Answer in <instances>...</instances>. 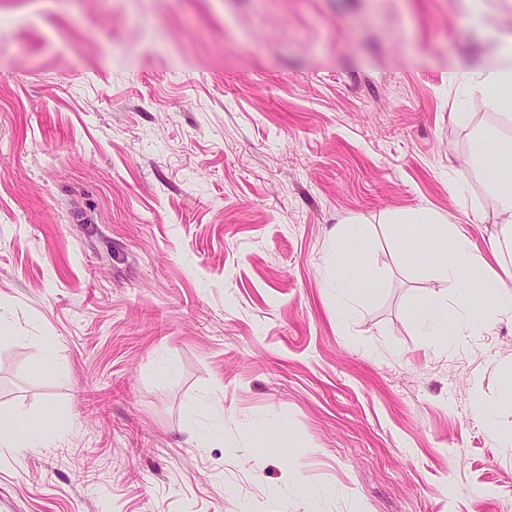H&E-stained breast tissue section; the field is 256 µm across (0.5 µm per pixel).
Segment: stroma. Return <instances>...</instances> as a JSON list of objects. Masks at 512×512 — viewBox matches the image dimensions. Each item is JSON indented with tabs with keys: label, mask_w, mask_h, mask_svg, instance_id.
<instances>
[{
	"label": "stroma",
	"mask_w": 512,
	"mask_h": 512,
	"mask_svg": "<svg viewBox=\"0 0 512 512\" xmlns=\"http://www.w3.org/2000/svg\"><path fill=\"white\" fill-rule=\"evenodd\" d=\"M482 5L0 0V419L43 417L0 447V512L512 504V320L426 336L437 257L388 222L512 261L472 166L512 126L448 79L512 25ZM355 217L382 285L341 317Z\"/></svg>",
	"instance_id": "35a3bbf8"
}]
</instances>
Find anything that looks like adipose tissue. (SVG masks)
Here are the masks:
<instances>
[{
  "mask_svg": "<svg viewBox=\"0 0 512 512\" xmlns=\"http://www.w3.org/2000/svg\"><path fill=\"white\" fill-rule=\"evenodd\" d=\"M462 80L478 93L495 96L503 109L502 120L512 124V33H503L495 63L478 65L463 75ZM490 149L494 150L496 161L485 179L495 198L506 237L511 240L512 140L484 138L475 143L473 152L481 157ZM394 222L404 238H431L433 247L441 253L438 272L452 286H459L470 270L485 265L484 259L475 253L471 240L435 211L419 210L395 217ZM363 239L364 227L360 224H347L336 232L335 264L341 271L336 279V296L345 307L377 285L374 275L360 264L357 255L350 249L351 244L362 242ZM483 293L489 296L490 302L485 307L473 306L472 318L476 323L490 328L502 318L512 319L511 267H504L502 274L484 278Z\"/></svg>",
  "mask_w": 512,
  "mask_h": 512,
  "instance_id": "obj_1",
  "label": "adipose tissue"
}]
</instances>
